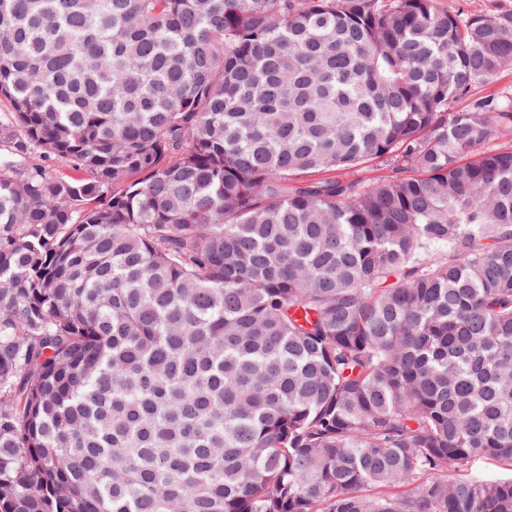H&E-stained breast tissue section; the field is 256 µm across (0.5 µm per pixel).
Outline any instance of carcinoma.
Segmentation results:
<instances>
[{"label": "carcinoma", "mask_w": 512, "mask_h": 512, "mask_svg": "<svg viewBox=\"0 0 512 512\" xmlns=\"http://www.w3.org/2000/svg\"><path fill=\"white\" fill-rule=\"evenodd\" d=\"M511 69L438 0H0L61 165L0 162V512H512L448 478L512 465ZM466 477L470 479H499L512 477V466L493 459L480 458L464 467H449L448 478Z\"/></svg>", "instance_id": "obj_1"}]
</instances>
